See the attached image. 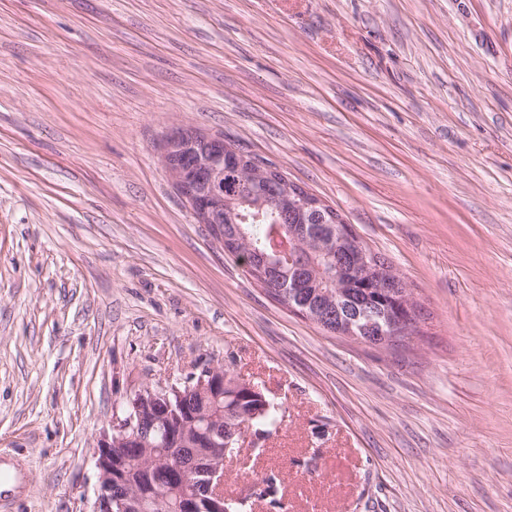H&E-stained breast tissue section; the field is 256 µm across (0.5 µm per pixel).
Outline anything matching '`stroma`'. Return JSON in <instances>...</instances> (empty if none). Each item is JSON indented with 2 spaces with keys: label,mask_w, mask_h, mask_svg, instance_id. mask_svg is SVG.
<instances>
[{
  "label": "stroma",
  "mask_w": 512,
  "mask_h": 512,
  "mask_svg": "<svg viewBox=\"0 0 512 512\" xmlns=\"http://www.w3.org/2000/svg\"><path fill=\"white\" fill-rule=\"evenodd\" d=\"M221 133L335 208L416 305L372 346L272 298L159 158ZM204 366L280 408L224 495L512 512V0H0V452L93 512L96 441Z\"/></svg>",
  "instance_id": "1"
}]
</instances>
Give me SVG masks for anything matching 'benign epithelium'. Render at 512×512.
Segmentation results:
<instances>
[{"instance_id":"benign-epithelium-1","label":"benign epithelium","mask_w":512,"mask_h":512,"mask_svg":"<svg viewBox=\"0 0 512 512\" xmlns=\"http://www.w3.org/2000/svg\"><path fill=\"white\" fill-rule=\"evenodd\" d=\"M228 153L236 157L243 175L259 174L275 188H288L313 211L327 207L318 196L276 176L274 169L229 146L224 135L174 130L163 140L161 159L198 223L222 221L218 198ZM382 336V326L369 316L354 334L361 341ZM192 392L214 401L223 398L224 369L203 367L198 374L190 373L182 388L175 384L147 386L132 393V405L112 418V431L102 432L97 439L99 493L94 512H151L154 504L167 499L168 490L200 480L207 483L210 498L184 491L176 496L175 512H224L222 413L183 417V400ZM153 430L175 439L184 448L204 443L214 452L199 462L175 460L158 447V442L150 441Z\"/></svg>"}]
</instances>
